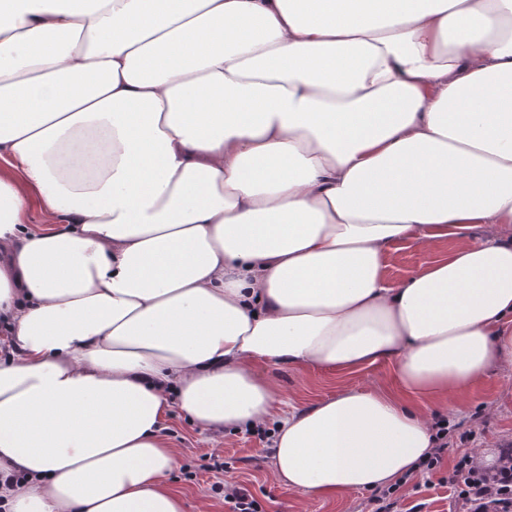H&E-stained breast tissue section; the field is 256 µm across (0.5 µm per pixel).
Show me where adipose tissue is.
<instances>
[{"mask_svg": "<svg viewBox=\"0 0 512 512\" xmlns=\"http://www.w3.org/2000/svg\"><path fill=\"white\" fill-rule=\"evenodd\" d=\"M0 162L9 512H185L174 405L383 488L436 446L412 398L512 364V0H0ZM389 360L282 417L253 368ZM432 258L431 253L414 242H400L393 245L389 250L386 266L389 283L399 285Z\"/></svg>", "mask_w": 512, "mask_h": 512, "instance_id": "obj_1", "label": "adipose tissue"}]
</instances>
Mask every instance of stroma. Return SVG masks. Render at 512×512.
Wrapping results in <instances>:
<instances>
[{
	"mask_svg": "<svg viewBox=\"0 0 512 512\" xmlns=\"http://www.w3.org/2000/svg\"><path fill=\"white\" fill-rule=\"evenodd\" d=\"M432 258L420 245L400 242L388 253L386 276L390 284L397 285L416 273ZM255 370L271 379L279 390L281 409L304 407L345 388L385 390L394 384V365L379 362L358 371L339 374L316 366L274 367L262 362ZM493 405V414H486L485 405ZM417 406L424 416L434 419L448 418L454 431L449 439L448 455L476 446L499 448L512 442V365H497L474 386L466 399L452 396L434 402L418 400ZM168 427L171 447L176 448L179 461L190 464L194 475L185 478L181 467L171 474L172 483L186 500L187 512H227L223 497L216 495L211 486L214 477L204 468L205 455L214 453L231 461L234 468L228 477L245 482L260 499L265 512H368V493L357 490L328 497L289 488L271 481L268 472L272 465L258 439L244 431L227 429L203 432L180 412H173ZM481 428L476 442H469L465 431ZM405 494L398 502L397 512H409L414 505H422L423 512H460L461 506L448 487L439 485L437 478L417 477L414 485L405 486Z\"/></svg>",
	"mask_w": 512,
	"mask_h": 512,
	"instance_id": "obj_1",
	"label": "stroma"
}]
</instances>
